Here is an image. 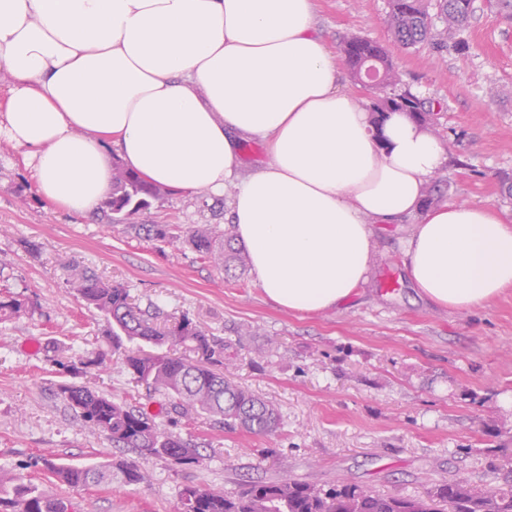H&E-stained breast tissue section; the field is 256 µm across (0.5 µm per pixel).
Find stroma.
<instances>
[{"instance_id":"stroma-1","label":"stroma","mask_w":512,"mask_h":512,"mask_svg":"<svg viewBox=\"0 0 512 512\" xmlns=\"http://www.w3.org/2000/svg\"><path fill=\"white\" fill-rule=\"evenodd\" d=\"M468 53L437 58L428 47L393 40L388 0H316L324 40L382 44L403 81L437 101L433 128L447 145L440 179L447 203H483L512 216L500 177L512 174V23L474 0ZM229 195L170 190L140 218L174 228L227 230ZM413 219L374 227L373 272L338 308L292 312L266 300L252 271H223L188 244L166 245L45 208L20 156L0 144V298L22 294L35 311L0 321V472L46 475L44 454L79 465L107 461L104 434L83 425L58 397L59 383L86 384L157 415L166 431L205 439L200 465L162 458L138 464L146 485L54 486L69 512H178L185 486L227 492L251 481L291 478L328 487L344 479L385 494L415 496L442 479L490 484L512 457V287L483 307L458 313L423 300L402 266ZM124 284L161 323L186 315L223 337L233 378L275 405L280 425L262 437L199 416L172 423L168 400L147 394L104 336L107 321L72 286L75 268ZM259 333L239 340L241 328ZM103 366L68 372L96 353ZM64 366H57V358Z\"/></svg>"}]
</instances>
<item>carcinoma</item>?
<instances>
[{"mask_svg": "<svg viewBox=\"0 0 512 512\" xmlns=\"http://www.w3.org/2000/svg\"><path fill=\"white\" fill-rule=\"evenodd\" d=\"M473 14V7L462 0H390L388 26L396 43L403 48L427 44L439 58L452 50L469 51L462 36ZM368 58L379 60L383 77L368 88L374 123L390 112H405L427 125L435 112L434 103L403 83L387 50L378 42L360 36L345 41L342 62L350 74ZM166 193L161 185L151 184L127 168L119 159L112 164V190L101 207L107 223L127 227L163 243L175 242L167 224H139L137 219L152 202ZM185 241L201 259L220 268L245 263L233 246V235H219L212 224H190ZM73 288L87 303L107 318V336L112 349L123 352L124 365L136 383L148 392H159L169 399L172 411L189 421L206 414L224 428H239L248 433L270 436L279 421L277 410L248 389L232 382L224 368V339L211 336L188 316L163 327L157 323L159 310L141 308L133 302L127 288L104 280L87 270L75 274ZM21 295L0 299V318L29 310ZM155 347L130 348L124 342ZM188 351L185 357L172 353ZM61 397L89 428L104 434L112 447L132 451L141 457H158L191 467L200 463L198 443L192 438L162 430L147 409L116 401L86 385L74 382L57 387ZM37 464L58 483L73 489L112 484L120 477L124 486L149 481L147 472L122 456L96 465L78 466L57 463L43 455ZM502 487L478 489L461 478L442 480L421 496L397 497L382 494L344 480L324 488L294 479L252 482L235 494L202 485H189L181 492V512H512V462L500 467ZM0 512H67L66 502L30 480L15 474L0 473Z\"/></svg>", "mask_w": 512, "mask_h": 512, "instance_id": "1", "label": "carcinoma"}]
</instances>
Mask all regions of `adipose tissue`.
Returning <instances> with one entry per match:
<instances>
[{
  "mask_svg": "<svg viewBox=\"0 0 512 512\" xmlns=\"http://www.w3.org/2000/svg\"><path fill=\"white\" fill-rule=\"evenodd\" d=\"M0 71V142L48 208L96 212L116 157L187 193L232 187L230 222L279 307H338L370 277L374 225L409 216L423 297L468 312L512 287V220L424 205L444 142L403 112L374 125L315 0H0ZM249 140L269 160L244 175Z\"/></svg>",
  "mask_w": 512,
  "mask_h": 512,
  "instance_id": "1",
  "label": "adipose tissue"
}]
</instances>
